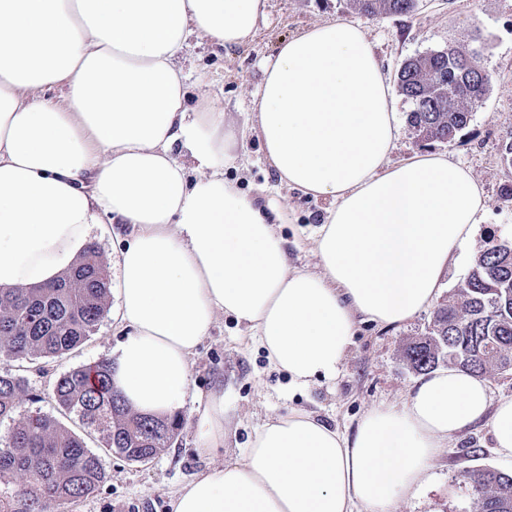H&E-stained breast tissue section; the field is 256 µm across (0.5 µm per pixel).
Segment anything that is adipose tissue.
I'll use <instances>...</instances> for the list:
<instances>
[{"mask_svg": "<svg viewBox=\"0 0 512 512\" xmlns=\"http://www.w3.org/2000/svg\"><path fill=\"white\" fill-rule=\"evenodd\" d=\"M266 0H0V288L45 287L100 216L132 225L120 251L112 380L133 411L188 409L203 453L231 422L224 388L186 408L191 359L233 317L295 387L335 378L359 325L389 328L438 298L486 209L469 168L389 156L395 99L365 31L337 20L281 41L252 95V129L281 184L331 207L315 271L290 265L281 220L224 177L237 136L185 68L189 42L250 44ZM196 97H189V88ZM61 97H54V90ZM488 421L512 462V399L449 366L353 434L294 409L241 460L176 490L172 512H392L449 438Z\"/></svg>", "mask_w": 512, "mask_h": 512, "instance_id": "1", "label": "adipose tissue"}]
</instances>
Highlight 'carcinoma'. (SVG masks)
<instances>
[{
  "label": "carcinoma",
  "instance_id": "1",
  "mask_svg": "<svg viewBox=\"0 0 512 512\" xmlns=\"http://www.w3.org/2000/svg\"><path fill=\"white\" fill-rule=\"evenodd\" d=\"M368 16L410 14L419 0H352ZM475 53L453 48L405 60L400 92L413 105L409 123L421 143L451 142L471 120L475 100L489 85L479 78ZM109 279L101 247L93 242L77 264L48 288L0 289V353L19 362L61 358L96 330L106 310ZM404 364L426 373L441 363L481 377L512 369V242L493 241L473 259L452 299L434 311L427 331L402 351ZM28 390L25 377L0 374V423L13 419ZM52 400L87 427L103 432V447L132 462L171 447L176 418L127 409L111 385V365L101 360L57 380ZM476 512H512V474L496 469L466 474ZM22 480L20 494L0 497V512H66L104 480L98 454L55 418L37 413L14 425L0 444V485Z\"/></svg>",
  "mask_w": 512,
  "mask_h": 512
}]
</instances>
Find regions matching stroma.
Listing matches in <instances>:
<instances>
[{
    "instance_id": "obj_1",
    "label": "stroma",
    "mask_w": 512,
    "mask_h": 512,
    "mask_svg": "<svg viewBox=\"0 0 512 512\" xmlns=\"http://www.w3.org/2000/svg\"><path fill=\"white\" fill-rule=\"evenodd\" d=\"M335 20L364 28L387 80L395 79L406 59L450 46L477 50L476 62L490 77L487 95L473 107L469 124L450 143L418 142L408 122L412 105L404 96L396 98L398 141L392 162L417 152L447 153L452 161L471 169L486 194V214L479 233L444 279L441 297L449 299L473 257L490 240H512V200L502 192L507 174L501 163V148L512 141V0H419L413 14L378 17L360 13L349 0H267L266 14L249 46L225 51L193 46L189 62L194 72L205 74L213 97L241 128L249 123L251 93L261 79V65L275 56L281 41L313 24ZM236 155L235 162L224 169L225 178L245 192L263 194L278 206L283 217L279 232L288 241L291 263L300 269H314L317 259L312 235L327 215L328 201L278 187L277 174L266 163L256 135L240 141ZM131 233L126 224L113 225L106 236L93 231L109 275L107 311L78 349L47 361L44 370L28 372L29 395L18 409L22 419L38 412L56 418L81 435L102 458L103 484L94 494L70 504L69 512H170L168 498L173 491L210 463L239 457L268 417L304 409L349 433L365 412L399 407L407 399L418 376L404 366L401 352L412 338L425 332L432 309H424L396 327L359 326L335 379L319 380L304 390L294 389L286 373L269 366L264 351L245 329L221 315L192 359V379L201 396L214 383L223 384L224 399L233 416L228 442L212 456L201 455L184 418L171 447L148 463H132L102 448L101 433L85 428L77 417L57 408L51 393L61 374L109 357L123 341L125 333L114 319L115 292L119 252ZM485 467L512 472V463L497 457L490 428L481 422L449 440L435 461L431 479L417 493L399 500L396 512H473L474 496L464 474Z\"/></svg>"
}]
</instances>
